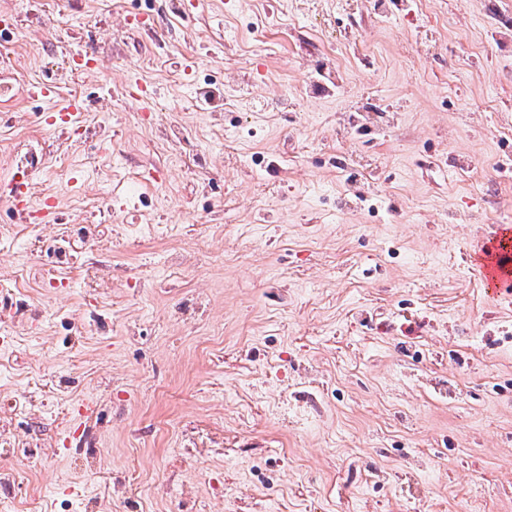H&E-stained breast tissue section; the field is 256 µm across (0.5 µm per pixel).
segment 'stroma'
Listing matches in <instances>:
<instances>
[{
    "instance_id": "1",
    "label": "stroma",
    "mask_w": 512,
    "mask_h": 512,
    "mask_svg": "<svg viewBox=\"0 0 512 512\" xmlns=\"http://www.w3.org/2000/svg\"><path fill=\"white\" fill-rule=\"evenodd\" d=\"M0 503L512 512V0H0ZM58 98V99H59ZM94 167H86L87 157ZM511 239V229L493 228L483 239L486 260L483 263L476 255L470 261L471 268L479 275L483 286L492 282L496 294L509 291L512 287V267L510 246L506 249V241Z\"/></svg>"
}]
</instances>
